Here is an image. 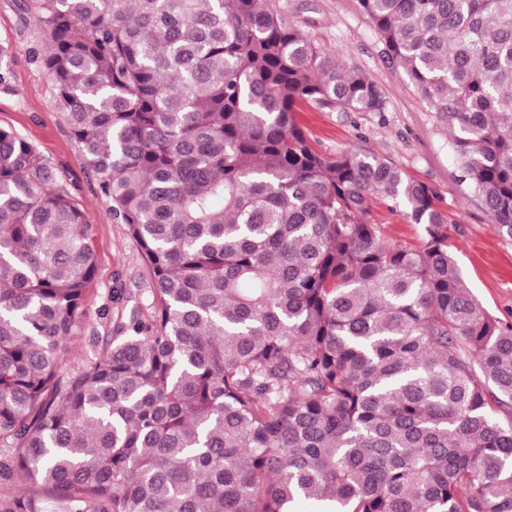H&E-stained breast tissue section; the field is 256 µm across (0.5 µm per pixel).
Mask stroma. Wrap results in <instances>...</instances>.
Here are the masks:
<instances>
[{
  "label": "stroma",
  "mask_w": 512,
  "mask_h": 512,
  "mask_svg": "<svg viewBox=\"0 0 512 512\" xmlns=\"http://www.w3.org/2000/svg\"><path fill=\"white\" fill-rule=\"evenodd\" d=\"M276 5L338 63L366 72L386 100L382 112L302 105L297 121L312 144L329 157L361 146L426 184L435 206L448 216V248L473 295L502 325H512V241L501 237L482 201L459 182L447 135L405 71L389 63L359 0H277ZM0 46L9 58L6 82L0 85V127L13 129L37 148L93 226L96 275L87 295L88 324L75 328L71 339L77 359L86 352L89 332L108 335L98 312L109 296H130L146 304L148 278L125 225L110 218L98 180L54 105V87L37 60L38 27L19 11L17 0H0ZM368 220L398 245L416 246L423 237L421 226L410 223L402 211L378 203L371 206Z\"/></svg>",
  "instance_id": "1"
}]
</instances>
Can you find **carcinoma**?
Here are the masks:
<instances>
[{"label": "carcinoma", "instance_id": "obj_1", "mask_svg": "<svg viewBox=\"0 0 512 512\" xmlns=\"http://www.w3.org/2000/svg\"><path fill=\"white\" fill-rule=\"evenodd\" d=\"M512 241V0H361ZM149 279L71 358L92 225L0 127V512H512V326L432 191L320 154L303 103L382 112L273 0H19ZM380 202L425 236L387 242Z\"/></svg>", "mask_w": 512, "mask_h": 512}]
</instances>
